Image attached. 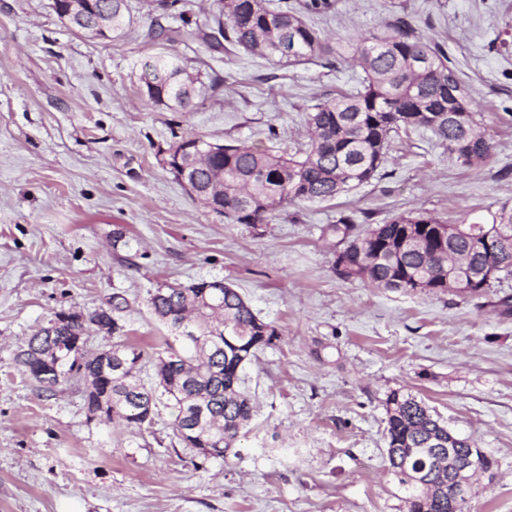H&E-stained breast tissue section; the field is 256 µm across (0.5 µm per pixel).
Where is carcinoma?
Segmentation results:
<instances>
[{
    "instance_id": "1",
    "label": "carcinoma",
    "mask_w": 512,
    "mask_h": 512,
    "mask_svg": "<svg viewBox=\"0 0 512 512\" xmlns=\"http://www.w3.org/2000/svg\"><path fill=\"white\" fill-rule=\"evenodd\" d=\"M211 20L187 37L217 50L228 43L276 63L301 64L323 56H346L364 77L360 87L315 107L307 117L306 148L297 156L273 154L246 142L222 144L191 171L201 202L235 224H266L279 210L303 201H326L373 178L386 162L391 133L424 128L448 154L465 165L486 162L491 139L475 118L466 84L452 67L446 49L413 34L397 20L356 42L330 43L306 17L335 10L336 0H216ZM78 31L94 32L96 20L110 34L129 22L128 0H90ZM141 76L153 86L147 99L171 110L194 105L200 78L190 74L182 58L160 52L146 62ZM346 215L322 228L332 248L348 260L345 279L373 287L414 290L420 282L430 291H453L462 297L486 292L482 283L459 282L456 264L471 271L495 268L512 275V243L497 253L475 247L473 239L486 225L462 224V231L441 241L435 217L398 215L369 224ZM148 306L164 327V354L153 361V382L141 376L144 353L116 341L96 352L86 350L92 327L123 331L116 314L127 300L112 296L108 307L85 315L59 312L27 337L13 355L18 370L45 392L59 382L84 383L87 419L102 424L150 427L167 398L172 428L179 443L201 450L206 458L227 459L246 433L253 403L243 371L257 354L276 345L278 328L260 319L233 286L222 280L158 288ZM384 438L388 470L403 488L409 512H463L466 499L448 484V455L434 452L436 441H448V427L425 403L392 390L384 399Z\"/></svg>"
}]
</instances>
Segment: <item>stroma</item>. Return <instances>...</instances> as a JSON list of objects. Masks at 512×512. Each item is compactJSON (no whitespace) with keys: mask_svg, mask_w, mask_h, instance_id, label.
Here are the masks:
<instances>
[{"mask_svg":"<svg viewBox=\"0 0 512 512\" xmlns=\"http://www.w3.org/2000/svg\"><path fill=\"white\" fill-rule=\"evenodd\" d=\"M109 41L72 32L52 0H0V512H407L387 469L382 402L412 394L493 462L464 512H512V276L487 296L387 291L340 278L324 225L368 211L451 224L512 208V0H337L312 26L332 38L403 18L443 44L494 150L468 167L427 131L391 139L368 183L257 227L201 205L162 164L176 137L304 148L314 106L351 90L350 62L278 66L242 49L174 43L202 81L193 111L147 103L161 49L156 0H128ZM127 244L113 248L115 230ZM232 283L281 336L245 368L256 415L227 459L173 434L88 420L84 386L38 390L12 357L59 311L126 298L124 340L161 352L150 291Z\"/></svg>","mask_w":512,"mask_h":512,"instance_id":"stroma-1","label":"stroma"}]
</instances>
